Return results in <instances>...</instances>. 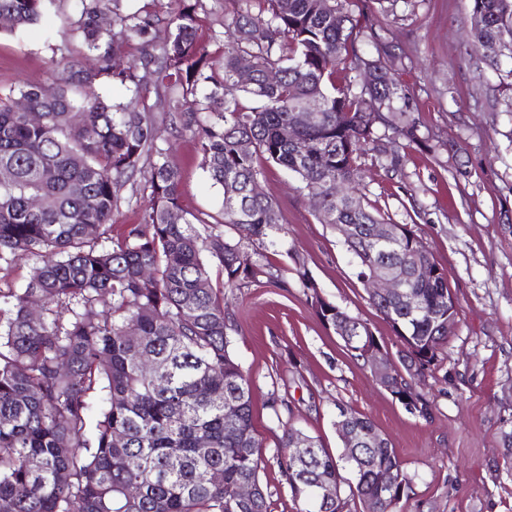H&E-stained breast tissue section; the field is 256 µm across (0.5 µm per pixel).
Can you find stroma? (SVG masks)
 Masks as SVG:
<instances>
[{
    "label": "stroma",
    "instance_id": "obj_1",
    "mask_svg": "<svg viewBox=\"0 0 512 512\" xmlns=\"http://www.w3.org/2000/svg\"><path fill=\"white\" fill-rule=\"evenodd\" d=\"M75 0H57L39 24L0 34V88L50 83L55 60L96 66L70 39ZM385 40L408 97L418 141L377 127L379 149L361 159L371 210L414 231L445 271L456 326L416 388L430 399L423 419L376 382L307 302L295 262L320 295L366 322L390 351L401 341L375 310L341 236L318 223L300 181L265 164L260 181L281 221L247 243L278 281L260 278L227 295L230 349L252 386L253 422L267 449L282 431L266 400H289L295 429L339 453L338 406L367 415L393 443L412 480L398 512H512V92L484 63L469 32L471 0H358ZM181 172L185 210L217 215L223 192L200 164L190 132L161 142Z\"/></svg>",
    "mask_w": 512,
    "mask_h": 512
}]
</instances>
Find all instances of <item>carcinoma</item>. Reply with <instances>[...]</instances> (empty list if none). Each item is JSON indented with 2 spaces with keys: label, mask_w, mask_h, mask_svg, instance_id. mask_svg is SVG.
<instances>
[{
  "label": "carcinoma",
  "mask_w": 512,
  "mask_h": 512,
  "mask_svg": "<svg viewBox=\"0 0 512 512\" xmlns=\"http://www.w3.org/2000/svg\"><path fill=\"white\" fill-rule=\"evenodd\" d=\"M125 2L79 0L71 37L99 66L72 68L53 89L0 91V168L10 170L0 179V263L37 259L26 288H0V512H157L159 502L165 512H270L251 384L229 349L224 291L213 286L211 266L229 289L270 275L241 243L279 223L276 202L253 193L263 165L274 163L321 199L320 223L358 225L345 242L357 276L395 265L438 268L409 228L399 241H379L375 225L391 220L359 194V160L375 142L372 113L410 141L416 128L394 111L405 93L383 62L386 43L353 18L351 0L329 13L319 0H244L245 10L224 18L216 55L198 37L201 0H177L168 17L158 0H140L134 10ZM54 3L0 0V29L34 25ZM469 25L478 42H512V0H472ZM244 60L248 85L236 79ZM485 64L512 90V63L487 55ZM273 70L279 77L269 84ZM105 83L142 108L95 91ZM200 90L201 111L184 110ZM241 94L254 105H242ZM21 98L40 123L15 109ZM313 102L315 120L296 129L298 153L282 131ZM156 112L196 138L203 169L223 190L221 218L181 207V175L158 146ZM242 139L252 143L247 153L238 150ZM127 183L147 203L139 222L114 239L112 216ZM300 276L324 324L342 318L348 352L364 358L368 325L323 302L307 272ZM403 288L402 299L370 300L402 342L394 393L414 391L410 369L423 376L456 325L444 274L411 272ZM226 398L239 407L230 421ZM267 408L282 427L272 454L281 481L309 502L313 487L348 466V453L334 455L313 438L295 454L294 428L282 419L288 401L272 392ZM202 440L209 447H198ZM354 450L366 466L354 470L352 496H378L383 467L397 469L408 496L411 479L390 440ZM243 482L256 487L249 501L237 497Z\"/></svg>",
  "instance_id": "obj_1"
}]
</instances>
